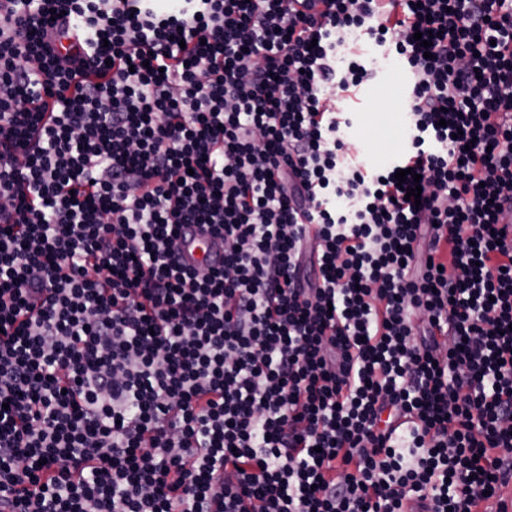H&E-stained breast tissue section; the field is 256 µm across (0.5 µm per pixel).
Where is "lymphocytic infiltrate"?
<instances>
[{
  "mask_svg": "<svg viewBox=\"0 0 512 512\" xmlns=\"http://www.w3.org/2000/svg\"><path fill=\"white\" fill-rule=\"evenodd\" d=\"M319 3L0 0V512L512 485V0ZM353 35L411 76L384 170L328 104ZM224 254V245L221 240L211 238L196 232L189 243L187 259L189 263L201 261L205 258L216 260Z\"/></svg>",
  "mask_w": 512,
  "mask_h": 512,
  "instance_id": "obj_1",
  "label": "lymphocytic infiltrate"
}]
</instances>
